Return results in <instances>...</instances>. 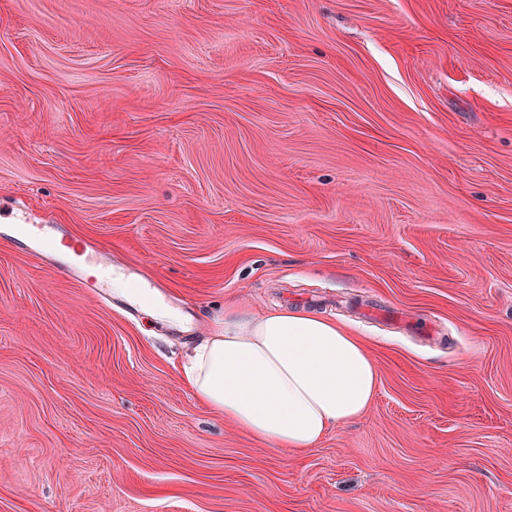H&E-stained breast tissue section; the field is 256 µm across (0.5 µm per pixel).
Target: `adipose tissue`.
<instances>
[{"label": "adipose tissue", "mask_w": 512, "mask_h": 512, "mask_svg": "<svg viewBox=\"0 0 512 512\" xmlns=\"http://www.w3.org/2000/svg\"><path fill=\"white\" fill-rule=\"evenodd\" d=\"M183 376L225 421L295 453L361 416L379 383L373 357L345 327L312 311L256 314L236 303L188 354Z\"/></svg>", "instance_id": "ef3b65f1"}]
</instances>
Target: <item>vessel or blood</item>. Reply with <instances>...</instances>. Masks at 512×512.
<instances>
[{"label": "vessel or blood", "mask_w": 512, "mask_h": 512, "mask_svg": "<svg viewBox=\"0 0 512 512\" xmlns=\"http://www.w3.org/2000/svg\"><path fill=\"white\" fill-rule=\"evenodd\" d=\"M20 232L30 245L32 255L44 256L46 250L73 255L70 270L74 281L91 294H100L105 280L111 279L112 267L102 262L94 245L76 244L59 224H24Z\"/></svg>", "instance_id": "vessel-or-blood-1"}]
</instances>
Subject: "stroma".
<instances>
[{"label": "stroma", "mask_w": 512, "mask_h": 512, "mask_svg": "<svg viewBox=\"0 0 512 512\" xmlns=\"http://www.w3.org/2000/svg\"><path fill=\"white\" fill-rule=\"evenodd\" d=\"M62 224L191 331L0 234V512H512V0H0V225ZM241 300L368 346L271 450L187 387Z\"/></svg>", "instance_id": "35a3bbf8"}]
</instances>
